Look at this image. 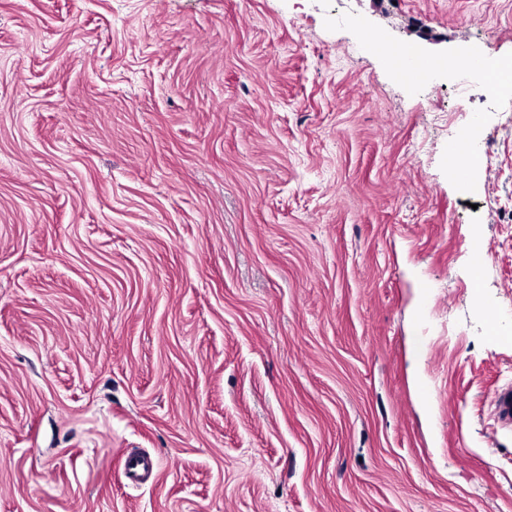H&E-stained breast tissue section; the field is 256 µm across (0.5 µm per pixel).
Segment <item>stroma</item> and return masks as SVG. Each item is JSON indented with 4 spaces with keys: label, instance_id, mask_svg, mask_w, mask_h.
Instances as JSON below:
<instances>
[{
    "label": "stroma",
    "instance_id": "obj_1",
    "mask_svg": "<svg viewBox=\"0 0 512 512\" xmlns=\"http://www.w3.org/2000/svg\"><path fill=\"white\" fill-rule=\"evenodd\" d=\"M463 51L512 0H0V512H512V100ZM493 414L502 428L512 427V385L501 387L493 399Z\"/></svg>",
    "mask_w": 512,
    "mask_h": 512
}]
</instances>
